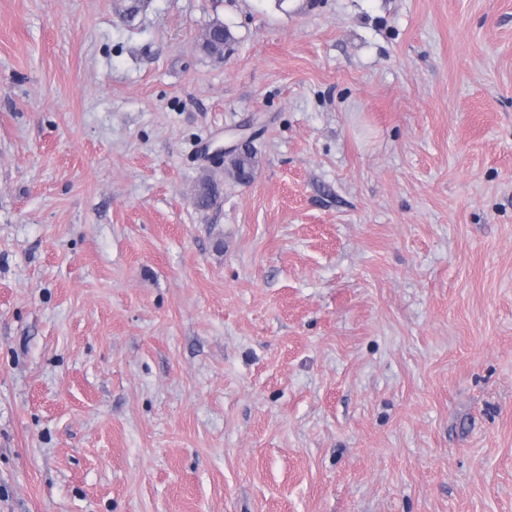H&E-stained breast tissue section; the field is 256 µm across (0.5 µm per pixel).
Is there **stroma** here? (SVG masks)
Segmentation results:
<instances>
[{
    "mask_svg": "<svg viewBox=\"0 0 512 512\" xmlns=\"http://www.w3.org/2000/svg\"><path fill=\"white\" fill-rule=\"evenodd\" d=\"M0 512H512V0H0Z\"/></svg>",
    "mask_w": 512,
    "mask_h": 512,
    "instance_id": "obj_1",
    "label": "stroma"
}]
</instances>
